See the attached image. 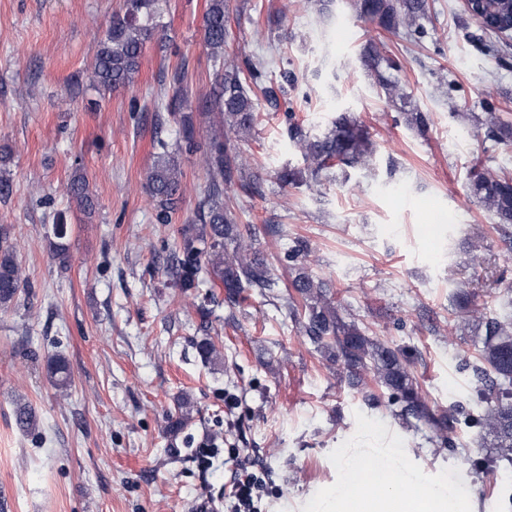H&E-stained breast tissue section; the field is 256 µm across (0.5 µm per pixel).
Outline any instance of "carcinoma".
Listing matches in <instances>:
<instances>
[{
	"instance_id": "1",
	"label": "carcinoma",
	"mask_w": 512,
	"mask_h": 512,
	"mask_svg": "<svg viewBox=\"0 0 512 512\" xmlns=\"http://www.w3.org/2000/svg\"><path fill=\"white\" fill-rule=\"evenodd\" d=\"M160 2L123 0L122 9L113 13L99 41L91 74L93 85L113 90L135 83L146 44L163 43ZM350 8L357 18L370 19L387 32L419 36L423 33L420 20L425 15L427 0H350ZM202 28L203 40L211 50L215 68L211 89L203 104L214 115L215 129L203 152L208 180L199 192L196 218L200 227L183 233L174 276L185 296L190 297L207 275L213 285L224 288V301L234 305L245 291L263 293L272 288L274 282L266 260L254 247L256 228L249 225L241 229L224 204L228 190L235 186L251 193L260 191L257 175L250 172L245 161L233 151L224 131L232 132L237 139L252 135L257 122L252 87L262 89L269 102L275 100L276 95L264 86L265 62L251 58L245 59L241 66L224 62V45L230 37L224 0H207ZM383 60L387 68H398L396 61L382 57L375 42L367 43L362 53L364 66L377 72L378 84L389 99L404 97L398 82L378 72ZM168 85L172 95L158 98L155 111L181 112L188 103L185 66L175 67L168 76ZM488 115L486 138L511 141L512 124L501 121L491 110ZM179 124V144L172 146L162 138L154 141V161L146 179V192L155 202L157 220L161 224L169 222L170 214L177 210L183 196L178 153L197 150L192 113L182 112ZM288 135L305 167L282 168L278 178L284 187L301 185L309 178L313 180L335 165L366 166L376 153L369 133L346 112L338 113L322 134H311L304 127L291 123ZM471 190L494 214L504 237L512 240V176L481 172L473 179ZM66 192L84 213L94 210V198L81 167L75 168ZM26 283L10 230L0 225V307L18 302ZM292 288L304 307V335L327 362L346 371L344 381L348 387L367 398L366 378L372 377L400 403V416L431 425L441 440L453 447L447 435L448 416L430 410L414 386L407 350L373 340L364 324L354 317L345 320V308L333 297L329 283L304 269L298 270ZM457 318L461 323L475 322L484 327L480 364L473 366L474 373L483 381V388L478 390L483 408L477 425L494 449L489 461L498 458L512 461V318L486 317L475 297L465 292L459 294ZM50 368L56 386L68 385L70 376L62 358L52 359ZM16 424L22 430L32 429L36 424L32 408L18 407Z\"/></svg>"
}]
</instances>
